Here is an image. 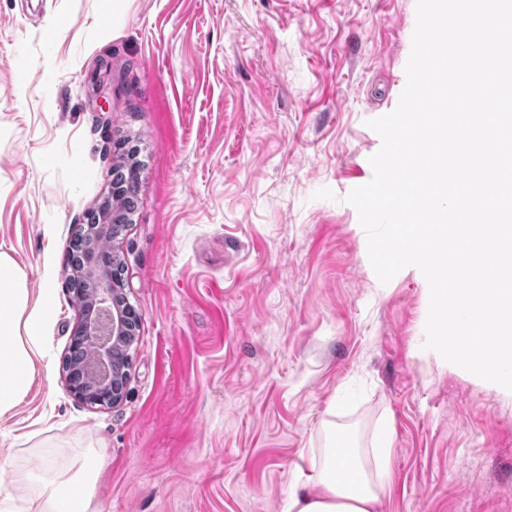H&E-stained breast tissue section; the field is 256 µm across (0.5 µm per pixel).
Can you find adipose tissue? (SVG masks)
Returning a JSON list of instances; mask_svg holds the SVG:
<instances>
[{
	"label": "adipose tissue",
	"mask_w": 512,
	"mask_h": 512,
	"mask_svg": "<svg viewBox=\"0 0 512 512\" xmlns=\"http://www.w3.org/2000/svg\"><path fill=\"white\" fill-rule=\"evenodd\" d=\"M53 299L43 292L31 302L26 275L15 271L0 276V415L9 412L28 393L36 374L34 355L44 342ZM374 472H366L359 455L343 458L329 453L312 480L295 486L291 512H376L389 475L388 448L373 449ZM102 452L90 449L74 456L67 472L54 474L45 460L40 470H13L0 479V505L9 506L10 488L18 484L40 486V512H102L95 498Z\"/></svg>",
	"instance_id": "1"
}]
</instances>
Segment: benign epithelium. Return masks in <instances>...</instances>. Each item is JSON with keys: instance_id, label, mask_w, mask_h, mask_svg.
Instances as JSON below:
<instances>
[{"instance_id": "benign-epithelium-1", "label": "benign epithelium", "mask_w": 512, "mask_h": 512, "mask_svg": "<svg viewBox=\"0 0 512 512\" xmlns=\"http://www.w3.org/2000/svg\"><path fill=\"white\" fill-rule=\"evenodd\" d=\"M123 229L112 223L107 215L97 217L93 240L84 250L85 262L74 276L88 285L87 296L77 297L80 289L69 281V291L74 295L78 319L74 325L70 345L89 343L95 348V358L90 367L95 376L94 388L86 389L82 382L66 379L70 393L91 408H101L118 403L123 392H115L112 385L111 364L115 363L116 347L134 334L138 323L135 308L126 297V283L113 277L106 254Z\"/></svg>"}]
</instances>
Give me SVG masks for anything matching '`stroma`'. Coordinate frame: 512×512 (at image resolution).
Segmentation results:
<instances>
[{"label": "stroma", "mask_w": 512, "mask_h": 512, "mask_svg": "<svg viewBox=\"0 0 512 512\" xmlns=\"http://www.w3.org/2000/svg\"><path fill=\"white\" fill-rule=\"evenodd\" d=\"M417 0H0V248L50 290L0 459L107 448L103 512H287L345 433L387 437L376 512H512V394L425 348L419 268L389 283L346 203L406 86ZM141 150L115 242L139 315L122 401L62 361L67 252Z\"/></svg>", "instance_id": "stroma-1"}]
</instances>
